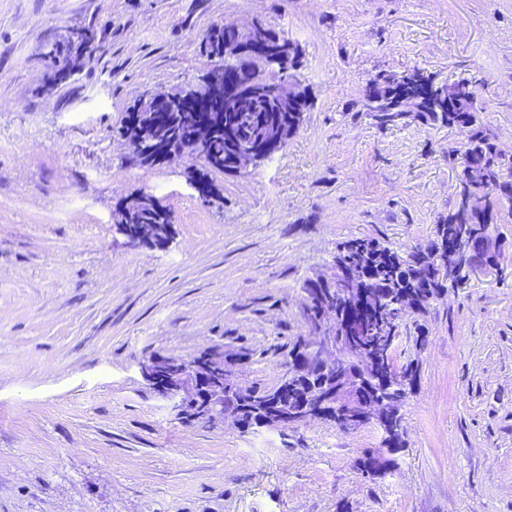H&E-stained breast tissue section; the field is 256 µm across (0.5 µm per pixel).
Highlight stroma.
Here are the masks:
<instances>
[{"label": "stroma", "instance_id": "stroma-1", "mask_svg": "<svg viewBox=\"0 0 512 512\" xmlns=\"http://www.w3.org/2000/svg\"><path fill=\"white\" fill-rule=\"evenodd\" d=\"M260 23L298 46L305 121L260 167L187 183L197 161L131 164L114 136L142 95L195 83L199 37ZM95 34L48 86L46 45ZM417 66L487 82L483 117L512 155V0H0V512H512V223L502 276L430 308L403 446L384 476L357 460L376 424L241 431L185 421L145 384L147 358L251 350L243 385L275 386L273 344L311 336L303 283L339 242L425 246L456 203L458 130L379 131L367 74ZM171 208L166 249L126 247L117 199Z\"/></svg>", "mask_w": 512, "mask_h": 512}]
</instances>
